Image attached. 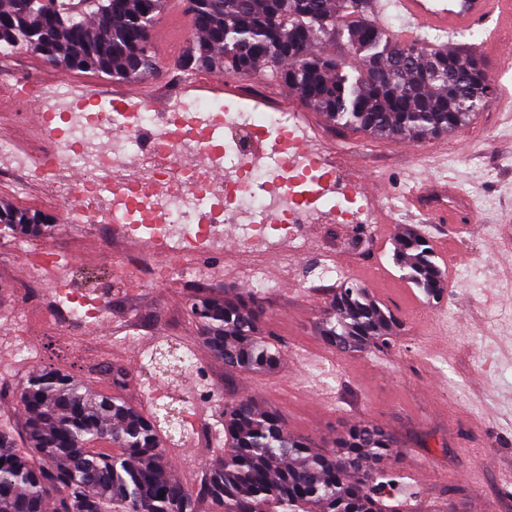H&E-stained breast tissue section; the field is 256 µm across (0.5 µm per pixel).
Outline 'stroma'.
<instances>
[{"mask_svg":"<svg viewBox=\"0 0 512 512\" xmlns=\"http://www.w3.org/2000/svg\"><path fill=\"white\" fill-rule=\"evenodd\" d=\"M145 80L115 81L89 72L61 74L44 57L19 52L20 68L46 86L57 80L121 88L129 103L157 93L159 85L177 76L175 56ZM496 90L486 109L465 127L425 139L368 138L330 124L322 112L302 98L292 109L300 116L307 146L339 151L346 175L377 186L380 205L371 216L374 242L359 258L349 243L357 235L352 224L320 217L306 225L307 237L334 249L340 262H352L351 278L381 304L403 319L404 331L393 346L361 354L329 349L316 324L334 292L331 284L316 285L303 296L288 286L262 296L267 313L264 329L278 346L282 363L267 374L230 372L223 362L199 346V330L187 313L195 293L232 295L242 291L239 278L222 276L193 285L176 283L144 288L136 295L107 292V317L99 333L35 337L26 360L16 371L0 373V419L23 430L18 392L29 372L49 363L48 344L68 349L72 359L83 356L85 344L110 343L115 352L131 350L139 357L129 371L135 403L150 408L151 393L161 388L162 403L182 408V399L168 395L180 377L162 376L148 365L150 354L170 346L188 347L227 398L242 396L277 407L288 433L327 446L355 420H365L392 432L402 443L397 457L386 461L387 471L399 476L401 493L411 499L410 512H512V115L499 100L512 99V69H490ZM447 184L451 197L487 200L477 222L439 228L419 216H408L406 195L417 179ZM392 198L400 211L398 226L412 224L428 237L438 262L448 275V288L437 303L401 277L392 261L396 234L386 232L391 218L382 207ZM112 227L96 221L61 224L50 236L29 239L31 249L54 247L62 259L76 260L78 278L102 288L110 276ZM0 236V336L22 329L16 313L20 301L14 286L26 274L24 261L7 248ZM202 428L189 435L200 450L198 458L170 472L189 488H197L213 458L224 446L211 429L224 421L223 405L199 403Z\"/></svg>","mask_w":512,"mask_h":512,"instance_id":"1","label":"stroma"}]
</instances>
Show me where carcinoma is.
Listing matches in <instances>:
<instances>
[{"label":"carcinoma","mask_w":512,"mask_h":512,"mask_svg":"<svg viewBox=\"0 0 512 512\" xmlns=\"http://www.w3.org/2000/svg\"><path fill=\"white\" fill-rule=\"evenodd\" d=\"M167 0H0V51H35L63 73L93 71L113 80L159 72L152 31ZM194 37L179 61L184 71L274 69L278 79L335 125L368 136L450 133L467 124L495 83L468 44L434 49L428 37L399 41L371 18L372 0H184ZM343 42L353 73L326 49ZM55 219L0 201V227L17 238L44 235ZM394 259L427 301L447 288L432 243L414 228L399 235ZM203 343L224 366L268 373L281 363L263 333L265 308L250 293L195 294L188 303ZM399 316L368 290L343 283L325 304L318 333L339 352L387 346ZM127 371L112 367L113 392H83L70 372L31 374L18 401L22 443L0 427V512H197L208 498L222 512H400L398 477L376 465L399 442L382 427L348 425L319 451L286 432L273 407L249 397L224 409V455L198 490L169 471L173 442L156 413L124 399Z\"/></svg>","instance_id":"obj_1"}]
</instances>
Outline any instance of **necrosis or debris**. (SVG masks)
Wrapping results in <instances>:
<instances>
[{
  "instance_id": "necrosis-or-debris-1",
  "label": "necrosis or debris",
  "mask_w": 512,
  "mask_h": 512,
  "mask_svg": "<svg viewBox=\"0 0 512 512\" xmlns=\"http://www.w3.org/2000/svg\"><path fill=\"white\" fill-rule=\"evenodd\" d=\"M44 112L43 140L22 150L14 141L0 140V184L22 193L34 173L77 169L82 181L60 182L51 206L72 216L96 211L102 198H110L106 215L118 243L139 225L151 226L154 238L170 251L168 262L113 258V287L162 288L178 278H208L203 250L223 245L228 229L239 247L252 253L239 275L256 293L276 291L277 282L267 275L273 265L302 295L318 283L348 280L349 266L313 247L303 226L330 192L337 195L333 214L340 224L366 223L371 205L358 201L354 187L337 186L335 156L301 149L303 136L293 113L243 112L219 99L181 98L166 112H113L60 89ZM259 135L268 143L261 156L250 149ZM134 153L141 164L135 181L125 174ZM138 182L150 187L148 201L130 195ZM270 213L279 216V223H266ZM49 266L47 259L28 258L20 284L27 299L20 314L26 330L50 334L65 324L75 331L104 317L102 304L70 296L63 288L57 295L68 300L66 312L46 310L41 283Z\"/></svg>"
}]
</instances>
